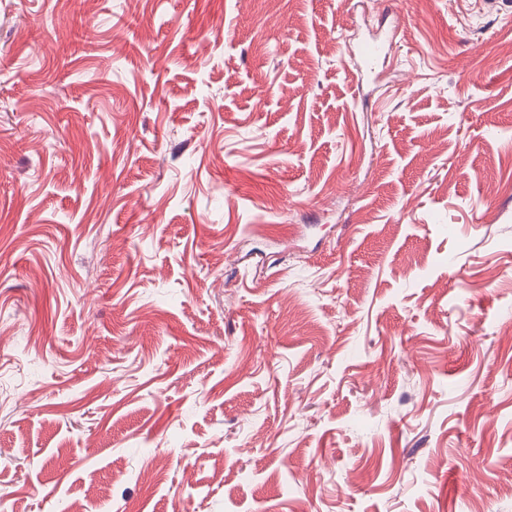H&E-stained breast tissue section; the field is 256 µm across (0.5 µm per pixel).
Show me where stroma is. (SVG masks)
I'll list each match as a JSON object with an SVG mask.
<instances>
[{"instance_id":"obj_1","label":"stroma","mask_w":512,"mask_h":512,"mask_svg":"<svg viewBox=\"0 0 512 512\" xmlns=\"http://www.w3.org/2000/svg\"><path fill=\"white\" fill-rule=\"evenodd\" d=\"M0 494L512 512V0H0Z\"/></svg>"}]
</instances>
